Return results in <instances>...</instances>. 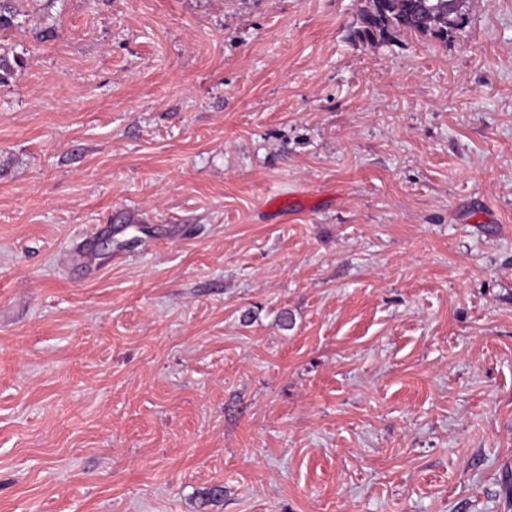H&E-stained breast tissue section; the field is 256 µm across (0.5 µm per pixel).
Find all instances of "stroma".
Segmentation results:
<instances>
[{
  "mask_svg": "<svg viewBox=\"0 0 512 512\" xmlns=\"http://www.w3.org/2000/svg\"><path fill=\"white\" fill-rule=\"evenodd\" d=\"M362 4L19 0L0 512H512V0ZM360 14V26L354 31V39L371 44L384 43L394 34L414 31L448 38L449 29L458 26L448 22L456 18L454 12L448 16V4L455 0H368Z\"/></svg>",
  "mask_w": 512,
  "mask_h": 512,
  "instance_id": "35a3bbf8",
  "label": "stroma"
}]
</instances>
